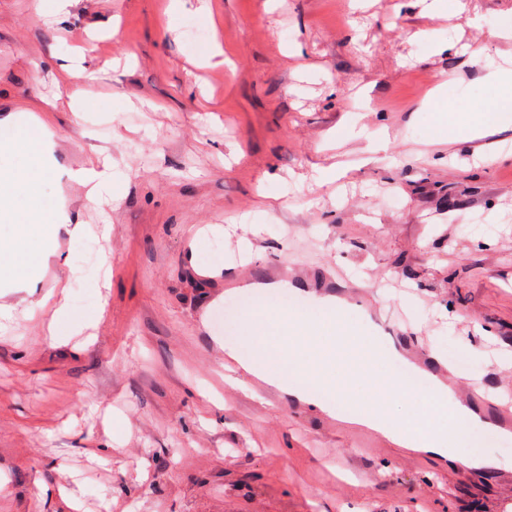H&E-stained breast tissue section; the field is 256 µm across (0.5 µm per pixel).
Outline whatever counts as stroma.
Here are the masks:
<instances>
[{"mask_svg":"<svg viewBox=\"0 0 512 512\" xmlns=\"http://www.w3.org/2000/svg\"><path fill=\"white\" fill-rule=\"evenodd\" d=\"M33 2L0 0V169L22 173L12 138L45 123L55 228L34 287L0 286V512H512V434L461 428L487 469L360 453L224 367L248 346L225 274L285 262L293 310L317 317L313 283L344 273L393 347L460 352L457 388L512 391V129L475 166L429 101L443 82L452 111L494 107L512 0ZM79 48L93 78L64 80ZM104 162L93 204L73 174Z\"/></svg>","mask_w":512,"mask_h":512,"instance_id":"1","label":"stroma"}]
</instances>
